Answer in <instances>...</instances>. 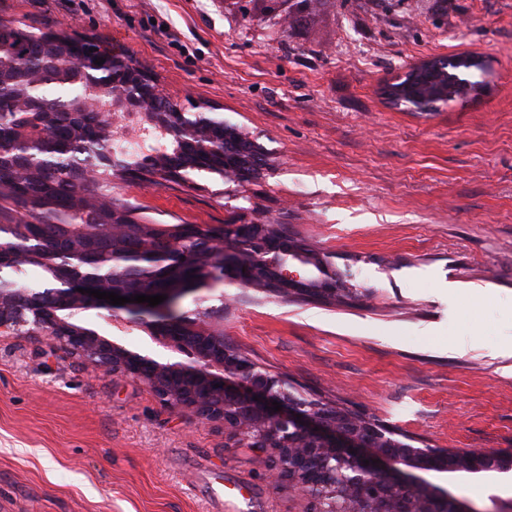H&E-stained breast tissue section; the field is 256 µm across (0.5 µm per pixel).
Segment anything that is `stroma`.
I'll return each instance as SVG.
<instances>
[{
    "mask_svg": "<svg viewBox=\"0 0 512 512\" xmlns=\"http://www.w3.org/2000/svg\"><path fill=\"white\" fill-rule=\"evenodd\" d=\"M268 0H0V20L89 36L206 102L264 149L237 183L115 180L158 224H279L330 256L349 303L225 283L224 340L295 392L415 447L512 454V0H323L280 33ZM485 60L473 98L404 112L383 83L431 57ZM77 324L157 361L126 312ZM477 512H512V474L430 472ZM0 512H314L268 452L93 369L51 336L0 333ZM296 397V396H295ZM301 403H303L304 405H306L308 408H313V407H321V408H329V409H336V414H340V415H343V416H353L355 417L365 428H371V429H375L376 431H378L380 433V435L382 437H384L387 441H392V442H399V443H407L404 441V436L401 435V434H398L392 430H389V429H385V428H382L374 423H372L370 420L362 417V416H359V415H356V414H353L345 409H341V408H334L332 406H328V404L326 403H322L320 402V400H308L307 398H304V397H296Z\"/></svg>",
    "mask_w": 512,
    "mask_h": 512,
    "instance_id": "35a3bbf8",
    "label": "stroma"
}]
</instances>
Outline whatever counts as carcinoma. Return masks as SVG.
<instances>
[{"instance_id": "cac0c4a2", "label": "carcinoma", "mask_w": 512, "mask_h": 512, "mask_svg": "<svg viewBox=\"0 0 512 512\" xmlns=\"http://www.w3.org/2000/svg\"><path fill=\"white\" fill-rule=\"evenodd\" d=\"M0 43L12 49L15 81L0 85V106L9 107L25 85L24 77L42 55H54L52 72L28 93L43 112H0V288L37 292L51 288H204L229 277L267 296L308 301L336 282L326 256L288 236L277 224H184L178 248L158 224L138 221L139 208L112 197V179L187 181L193 165L186 134L163 137L166 150L150 159L131 151L127 138L112 131V113L81 112L93 99L111 101L106 84L89 81L65 53L48 47L34 32L0 24ZM447 101L463 100L481 81L471 80L480 65L469 56L443 61ZM70 74L60 84L56 76ZM193 142L211 155L213 173L224 176V151L236 143ZM298 260L314 268L297 292L273 284V266ZM42 269L44 284L27 281Z\"/></svg>"}]
</instances>
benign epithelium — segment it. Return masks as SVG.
<instances>
[{
    "instance_id": "benign-epithelium-1",
    "label": "benign epithelium",
    "mask_w": 512,
    "mask_h": 512,
    "mask_svg": "<svg viewBox=\"0 0 512 512\" xmlns=\"http://www.w3.org/2000/svg\"><path fill=\"white\" fill-rule=\"evenodd\" d=\"M271 9L274 26L288 28L290 15L296 12L298 0H273ZM83 38L66 42L72 59L81 70L106 74L112 87V99L107 111L113 119L128 112H142L145 107L160 113L165 132L171 124L168 112H178L161 85L136 58L121 49L103 56L101 65L89 60L81 51ZM239 141L250 144L253 156L244 164L236 156L226 163L231 178L242 176L255 179L265 169L259 160L263 150L259 144L240 130L233 131ZM195 292L193 288H163L158 294L166 296L162 303L130 302L122 308L136 314L134 323L150 331L169 347L192 355L190 365L160 363L152 358L132 353L122 346L81 328L52 311L39 297L19 288L0 289V330L32 324L73 352L84 357L92 366L105 368L120 377L146 382L164 403L193 414L202 422L221 423L238 434L260 429V450L273 453V477L288 479L297 489L313 498L318 512H343L336 502L356 505L359 512H473L464 502L447 490L425 478L409 474L402 467L420 471L445 473L456 468L448 453H427L411 446L379 448L366 436L362 427L349 417L338 421L328 413L308 410L292 401L281 377L258 373L250 360L224 343L223 334L206 323H194L186 337L168 332L169 315L179 300ZM62 296L70 301L68 310L104 309L112 311L110 300L98 299L75 288H57L46 297ZM281 410H273L272 402ZM371 464H365V461ZM489 457L472 456L470 471L489 469L508 472L512 460L487 465Z\"/></svg>"
}]
</instances>
